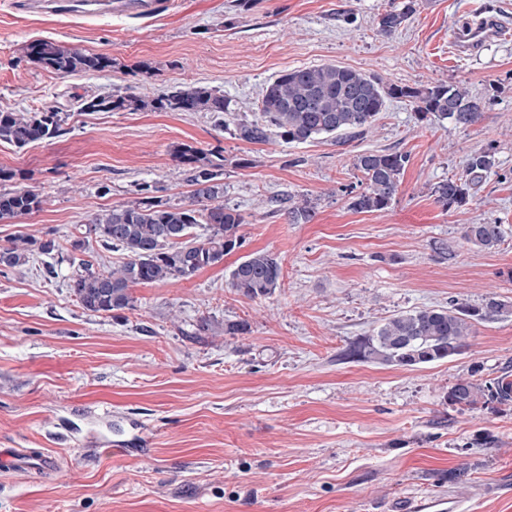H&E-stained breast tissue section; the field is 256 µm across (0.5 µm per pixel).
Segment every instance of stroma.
Wrapping results in <instances>:
<instances>
[{"mask_svg": "<svg viewBox=\"0 0 512 512\" xmlns=\"http://www.w3.org/2000/svg\"><path fill=\"white\" fill-rule=\"evenodd\" d=\"M0 0V111L61 112L60 136L18 148L0 142V189L30 188L42 210L0 223V246L31 234L68 246L75 228L139 199L179 203L185 143L221 153L224 203L245 218L241 247L189 280L134 287L135 307L84 310L71 295L67 254H33L0 269V448L56 457L58 472L0 467V512H402L446 492L475 512H512V404L461 412L448 388L473 366L512 377V315L476 324L464 354L406 368L348 357L390 316L450 300L512 301V0H421L392 37L376 17L392 0H168L149 17L30 15ZM495 17L507 38L454 51L462 21ZM51 41L107 56L110 67L61 76L27 54ZM339 64L406 84L460 81L490 106L471 126L419 120L393 100L362 136L304 143L235 138L258 118L280 73ZM207 85L230 100L232 125L206 112H83L82 100ZM493 148L497 165L461 208L431 189L460 174L467 154ZM366 150L409 156L392 206L350 209L365 186ZM312 219L291 223L289 200ZM499 223L484 251L466 224ZM257 250L279 255L281 287L248 299L231 270ZM56 273H45L46 264ZM208 319L210 331L192 335ZM244 322L247 334L224 326ZM108 410L142 420L149 445L105 449L124 433Z\"/></svg>", "mask_w": 512, "mask_h": 512, "instance_id": "35a3bbf8", "label": "stroma"}]
</instances>
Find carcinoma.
I'll list each match as a JSON object with an SVG mask.
<instances>
[{
	"instance_id": "carcinoma-1",
	"label": "carcinoma",
	"mask_w": 512,
	"mask_h": 512,
	"mask_svg": "<svg viewBox=\"0 0 512 512\" xmlns=\"http://www.w3.org/2000/svg\"><path fill=\"white\" fill-rule=\"evenodd\" d=\"M419 0H403L377 15L379 34L394 35L417 12ZM29 55L45 68L61 75L96 73L110 66L97 53L48 41L29 45ZM402 100L419 120L434 118L456 127L475 123L487 107L484 98L473 95L461 82L427 85L385 83L381 78L338 64L294 69L269 81L258 104L261 119L235 124L238 139L264 143L275 131L286 142L303 143L322 135L340 132L363 135L377 120L388 101ZM154 109L164 112H208L215 123L227 125L230 102L220 91L202 85L178 86L146 101L136 96H96L83 104L87 112H120ZM62 127L60 112H0V142L18 148L57 136ZM174 159L191 176L192 190L179 203L133 200L95 215L86 228L106 246L120 250L124 260L108 270H95L89 263L69 279L68 288L87 311L112 313L134 308L131 290L146 283L189 280L201 270L224 263V256L241 246L238 228L244 217L224 205V185L209 153L183 144ZM408 157L399 152L368 151L354 158V167L365 178L364 190L350 197L349 207L357 212L387 210L397 194ZM496 167L493 148L466 156L463 172L431 189L443 209L460 208L470 201L477 187ZM43 198L29 188L0 191V222L18 220L42 208ZM313 206L304 197L291 201L288 218L305 224ZM463 239L491 251L503 239L501 225L483 223L464 227ZM61 250L53 239L21 236L0 247V267L19 270L37 251L51 257ZM280 257L265 250L244 257L232 270L229 285L236 293L255 299L268 297L281 287ZM512 314V302L495 295L470 305L451 300L448 306L423 307L387 319L368 338L365 358L404 367H418L462 353L474 324ZM512 400V385L500 378L482 379L481 368L448 389V404L461 409L480 401Z\"/></svg>"
}]
</instances>
